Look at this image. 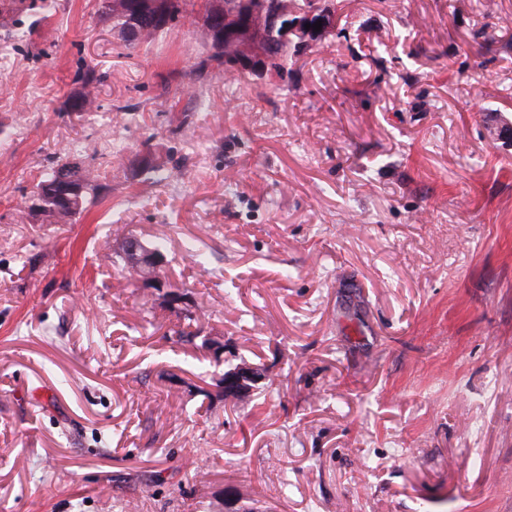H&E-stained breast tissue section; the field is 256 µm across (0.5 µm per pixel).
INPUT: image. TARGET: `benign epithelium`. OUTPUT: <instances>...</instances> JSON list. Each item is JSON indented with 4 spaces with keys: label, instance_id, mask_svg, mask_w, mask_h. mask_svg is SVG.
I'll use <instances>...</instances> for the list:
<instances>
[{
    "label": "benign epithelium",
    "instance_id": "1",
    "mask_svg": "<svg viewBox=\"0 0 512 512\" xmlns=\"http://www.w3.org/2000/svg\"><path fill=\"white\" fill-rule=\"evenodd\" d=\"M109 9L134 10L140 25L135 28V39H142L147 32L165 28L170 23V0H125L118 5L106 0ZM322 22L321 30L312 25ZM311 28H306V25ZM335 24V12L326 0H311V5L299 9L295 0H277L273 8L258 14L251 0H238V8L232 14L224 12L223 0H211L209 10L201 18V27L206 35L205 51L210 57L224 54V67L241 73L257 83L276 77L271 66L272 58L268 44L277 43L298 53L323 41ZM61 180L69 183L66 208H55L57 216L75 211V202L83 192L80 175L64 172ZM117 245L127 255V267L140 281L165 291L168 304L175 305L182 293L171 289L162 269L164 256L143 245L135 237H120ZM206 349L216 365L224 364V342L218 338L205 337ZM266 374L260 366L241 361L224 370L214 378V389L224 396V403L240 404L248 400L264 382Z\"/></svg>",
    "mask_w": 512,
    "mask_h": 512
}]
</instances>
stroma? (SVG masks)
<instances>
[{
  "mask_svg": "<svg viewBox=\"0 0 512 512\" xmlns=\"http://www.w3.org/2000/svg\"><path fill=\"white\" fill-rule=\"evenodd\" d=\"M335 14L245 92L186 16L129 49L101 0L0 12V512H512V0ZM88 69L98 108L72 111ZM78 142L103 189L43 222ZM119 228L164 238L262 393L211 395L180 308L103 259Z\"/></svg>",
  "mask_w": 512,
  "mask_h": 512,
  "instance_id": "stroma-1",
  "label": "stroma"
}]
</instances>
